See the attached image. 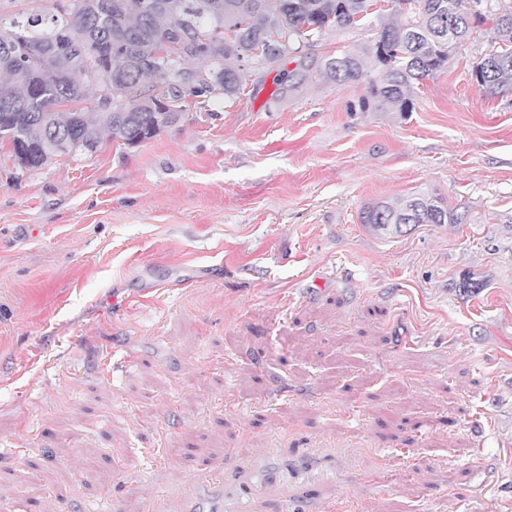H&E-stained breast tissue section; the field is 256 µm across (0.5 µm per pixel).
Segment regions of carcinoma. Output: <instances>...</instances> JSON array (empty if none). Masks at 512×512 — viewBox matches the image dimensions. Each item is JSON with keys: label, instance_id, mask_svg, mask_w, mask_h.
Masks as SVG:
<instances>
[{"label": "carcinoma", "instance_id": "cac0c4a2", "mask_svg": "<svg viewBox=\"0 0 512 512\" xmlns=\"http://www.w3.org/2000/svg\"><path fill=\"white\" fill-rule=\"evenodd\" d=\"M397 20L382 27L366 52L376 74L358 52L305 64L337 86L365 84L362 108L411 112L417 86L442 72L452 52L478 25L492 20L498 47L473 65L471 78L487 95L512 86V0H392ZM368 0H71L55 14L0 21V143L12 146L20 168H38L72 148L93 153L107 131L127 146L158 133L162 102L178 82L186 58L207 68L183 96L236 95L240 70L227 62H275L297 57L330 28H354L369 16ZM206 33L200 41L196 34ZM181 48L168 61L159 42ZM168 78L155 92V80ZM94 89L93 103L81 106ZM112 89L117 104L99 106ZM361 223L460 224L463 216L425 194L396 204L367 207Z\"/></svg>", "mask_w": 512, "mask_h": 512}]
</instances>
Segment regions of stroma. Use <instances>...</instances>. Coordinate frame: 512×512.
<instances>
[{"instance_id":"stroma-1","label":"stroma","mask_w":512,"mask_h":512,"mask_svg":"<svg viewBox=\"0 0 512 512\" xmlns=\"http://www.w3.org/2000/svg\"><path fill=\"white\" fill-rule=\"evenodd\" d=\"M494 39L411 112L289 88L285 58L136 147L0 150V512H512V89L470 79ZM418 194L465 222L359 220Z\"/></svg>"}]
</instances>
